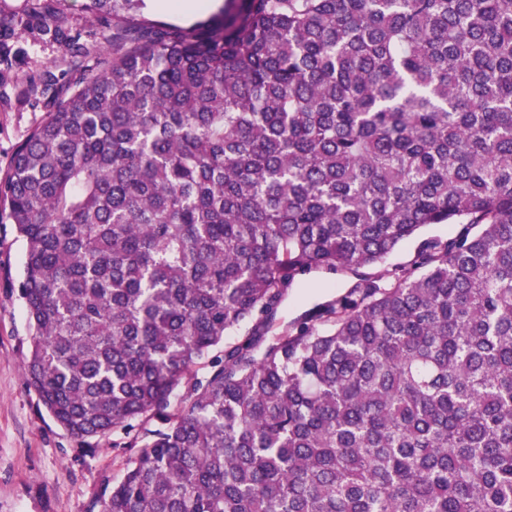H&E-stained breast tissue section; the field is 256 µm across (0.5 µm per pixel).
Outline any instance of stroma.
Masks as SVG:
<instances>
[{"instance_id":"35a3bbf8","label":"stroma","mask_w":512,"mask_h":512,"mask_svg":"<svg viewBox=\"0 0 512 512\" xmlns=\"http://www.w3.org/2000/svg\"><path fill=\"white\" fill-rule=\"evenodd\" d=\"M88 0H0V43L13 50L0 69V177L27 136L54 108L37 94L46 74L66 88L99 72L114 41L154 27L190 29L212 14L180 20L156 10L153 0L123 14L87 9ZM456 224H431L401 245L380 273L406 266L420 241L457 236ZM24 243L0 203V512H101L103 493L124 474L128 437L117 432L84 443L63 430L26 384L23 364L30 329L20 299ZM349 273L313 271L288 289L273 320L274 332L302 320L315 307L345 293Z\"/></svg>"}]
</instances>
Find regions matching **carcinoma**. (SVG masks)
Segmentation results:
<instances>
[{"instance_id": "1", "label": "carcinoma", "mask_w": 512, "mask_h": 512, "mask_svg": "<svg viewBox=\"0 0 512 512\" xmlns=\"http://www.w3.org/2000/svg\"><path fill=\"white\" fill-rule=\"evenodd\" d=\"M3 189L28 386L73 437L144 429L102 512H512V0L139 30ZM429 224L461 229L359 273ZM320 270L358 280L265 342Z\"/></svg>"}]
</instances>
